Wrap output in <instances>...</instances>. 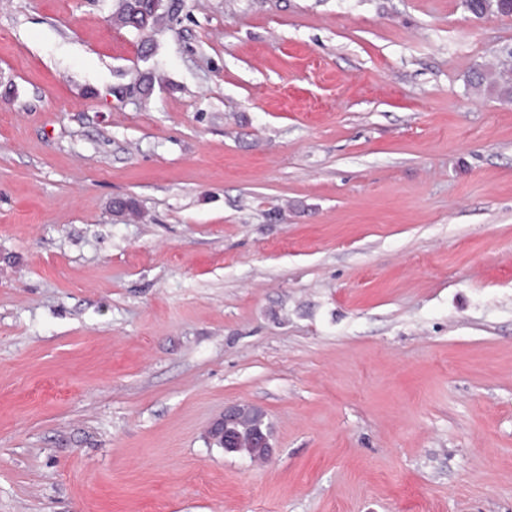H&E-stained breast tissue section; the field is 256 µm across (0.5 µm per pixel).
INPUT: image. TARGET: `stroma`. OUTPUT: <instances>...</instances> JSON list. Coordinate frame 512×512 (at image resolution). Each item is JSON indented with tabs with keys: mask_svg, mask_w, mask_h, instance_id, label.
<instances>
[{
	"mask_svg": "<svg viewBox=\"0 0 512 512\" xmlns=\"http://www.w3.org/2000/svg\"><path fill=\"white\" fill-rule=\"evenodd\" d=\"M113 4L0 0V512H512V19ZM112 11V23L119 29L130 31H145L151 25V31L158 29L165 21L173 20L181 9L182 0H172L171 5L164 1L152 0H116ZM150 15V20L149 16ZM144 14V15H143ZM141 16V17H140ZM140 17L137 27L134 25L136 18ZM145 33V32H139ZM509 62L495 67H474L467 79V85L476 92H490L499 99L512 101V53ZM244 410H252L263 414V410L249 403H235L224 408V412L213 419L207 430L209 442H219L221 447L231 448V453L242 454L254 457L253 448H256L255 458L267 460L272 456V445L270 443V432L265 424L264 417L255 415L244 416L237 425L239 432L243 435V442L240 445L241 437L238 434L235 423L237 416ZM262 428L253 433L249 439L247 448L246 437L255 429ZM239 445L241 448H238Z\"/></svg>",
	"mask_w": 512,
	"mask_h": 512,
	"instance_id": "1",
	"label": "stroma"
}]
</instances>
